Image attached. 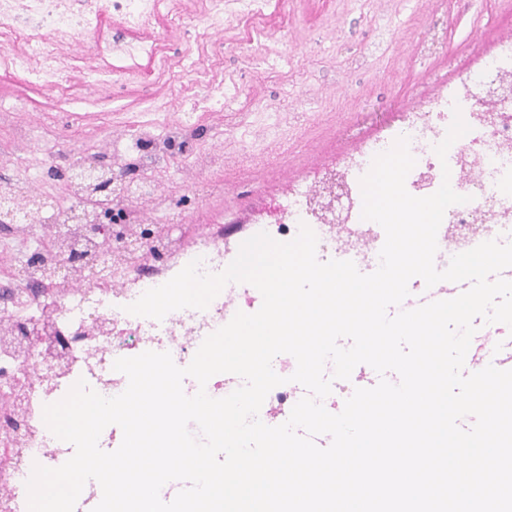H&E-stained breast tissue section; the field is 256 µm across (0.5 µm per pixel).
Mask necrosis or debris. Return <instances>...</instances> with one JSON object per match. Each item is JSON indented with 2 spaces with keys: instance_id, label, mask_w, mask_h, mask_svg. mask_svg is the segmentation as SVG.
Returning a JSON list of instances; mask_svg holds the SVG:
<instances>
[{
  "instance_id": "necrosis-or-debris-1",
  "label": "necrosis or debris",
  "mask_w": 512,
  "mask_h": 512,
  "mask_svg": "<svg viewBox=\"0 0 512 512\" xmlns=\"http://www.w3.org/2000/svg\"><path fill=\"white\" fill-rule=\"evenodd\" d=\"M86 4L87 0H25L19 9L15 0H0V28L20 34L22 39L21 47L9 48L0 54V61L15 70L32 72L46 85L58 86V39L88 35L96 28L98 16L88 11ZM499 78L512 82V36L501 40L480 68L420 108L403 112L397 124L361 142L342 159L338 175L347 205L340 225L315 221L311 202L317 183L306 180L288 189L278 219L254 225V232L264 231L287 242L306 224L318 238L319 261L332 259L328 247L337 241L347 244L351 253H360V240L375 235L361 217L360 180L376 155L404 137L416 160L405 182L411 195H431L447 181L456 193L468 198L467 203L450 206L444 214L437 236L438 269H445L455 254L512 234V95L499 99L492 113L477 104L489 83ZM457 111L470 130L453 143L446 159H439L434 147L445 138ZM201 119V113L192 110L161 123H135L129 139L114 146L113 155L117 163L141 172L142 177L95 208L89 207L88 201L95 186L111 178L112 171L95 162V150L72 157L70 165L79 169L82 177L68 191L53 196L51 214L63 225L73 251L87 254L100 271L85 286L68 287L54 301H47L41 292L43 270L51 264L67 263L70 253L40 247L42 228L26 211H14L11 224L0 228V255L8 259L7 270L0 272V318L14 323L10 341H0V395L12 390L24 394L23 419L16 436L0 434V449L8 451V491L0 494V512H28L24 486L34 465L71 454L68 442L57 439L43 420L45 406L66 396L68 378L77 374L99 394L119 395L128 379L114 370L117 359L155 351L186 362L209 334L225 325L229 314L259 310L262 296L257 289L231 283L203 311L177 310L160 321L127 311L145 291L166 283L194 259H201V272H222L232 252L223 230L201 233L188 244L175 238L159 242L155 262L120 269L113 268L109 253L86 231L87 225L103 223L108 215L123 224L142 223L141 202L161 195L154 172L178 167L179 158L169 146L195 138ZM0 128L11 129L17 138L42 150L35 165L0 183V206H8L15 194H36L37 184L45 181L55 157L42 149L47 132L39 126L16 125L13 108L1 102ZM45 319L51 325L49 336L31 341L28 329Z\"/></svg>"
}]
</instances>
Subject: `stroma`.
Wrapping results in <instances>:
<instances>
[{
    "instance_id": "stroma-1",
    "label": "stroma",
    "mask_w": 512,
    "mask_h": 512,
    "mask_svg": "<svg viewBox=\"0 0 512 512\" xmlns=\"http://www.w3.org/2000/svg\"><path fill=\"white\" fill-rule=\"evenodd\" d=\"M193 10L189 0H163L150 27L127 33L150 46L134 57L110 51L114 20L100 16L94 36L62 47L54 90L0 62V99L15 102L18 124H52L48 146L63 171L86 144L196 106L215 76L231 80L240 99L206 115L187 147L208 143L217 165L164 172L162 190L184 207V235L230 225L234 245L257 220L273 221L291 184L423 105L512 35L502 0H270L259 15L225 13L223 30L209 33ZM438 11L444 26L432 49L428 23ZM262 31L276 44L258 46ZM92 68L111 69V79L86 82Z\"/></svg>"
}]
</instances>
